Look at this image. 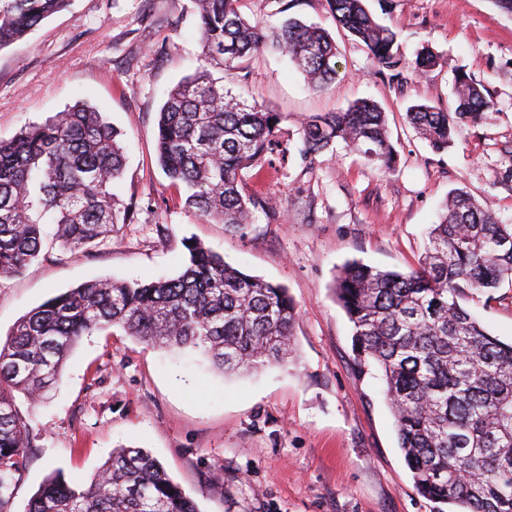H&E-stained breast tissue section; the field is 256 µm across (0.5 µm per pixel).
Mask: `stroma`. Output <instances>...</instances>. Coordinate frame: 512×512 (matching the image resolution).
I'll return each mask as SVG.
<instances>
[{
  "instance_id": "obj_1",
  "label": "stroma",
  "mask_w": 512,
  "mask_h": 512,
  "mask_svg": "<svg viewBox=\"0 0 512 512\" xmlns=\"http://www.w3.org/2000/svg\"><path fill=\"white\" fill-rule=\"evenodd\" d=\"M398 34L405 84L377 73L364 46L337 27L329 0H243L250 21L316 23L334 37L338 77L313 91L288 58L264 50L233 94L283 113L285 155L246 172L271 201L245 236L184 205L155 155L156 118L169 90L201 66L194 0H69L0 50V138L84 103L120 132L125 171L116 184L124 221L87 255L43 251L23 274L0 277V341L45 300L83 282L177 276L185 241L203 243L245 274L283 285L297 304L287 362L224 376L199 352L146 345L113 327L83 337L60 381L34 406L17 395L32 448L13 512L54 471L79 482L119 447L148 451L200 512H436L417 495L398 446L381 380L353 365L352 325L336 301V274L360 260L418 268L449 191L467 190L512 224V14L493 0H366ZM438 57L424 72L422 48ZM495 106L434 152L409 123L414 103L449 107L458 74ZM378 103L397 154L382 173L337 142L304 155L301 125L355 100ZM483 328L512 340V282L466 303Z\"/></svg>"
}]
</instances>
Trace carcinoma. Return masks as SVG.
<instances>
[{"label": "carcinoma", "mask_w": 512, "mask_h": 512, "mask_svg": "<svg viewBox=\"0 0 512 512\" xmlns=\"http://www.w3.org/2000/svg\"><path fill=\"white\" fill-rule=\"evenodd\" d=\"M66 0H0V49L64 7ZM204 61L237 75L271 45L306 74L314 91L335 80L337 46L316 25L287 20L268 34L240 11L241 0H196ZM336 25L364 44L377 71L402 81L397 35L364 0H330ZM494 105L468 75L457 76L453 108L418 103L409 122L435 152ZM282 114L233 96L207 70L179 81L157 117V159L184 203L230 232L244 231L266 202L246 192L243 172L280 146ZM120 133L101 113L75 105L0 140V277L40 257L44 224L63 255L85 254L112 232L123 175ZM306 153L340 139L376 169L397 157L383 109L358 99L308 118ZM177 276L150 282H85L24 315L0 343V512H12L32 439L13 392L42 402L81 337L119 326L142 342L208 355L226 375L284 360L297 306L288 289L249 276L201 244L185 242ZM512 279V224L466 191L448 194L420 267L399 273L352 261L336 278V300L353 325V363L383 373L385 397L413 487L438 512H512V343L490 335L464 306ZM25 512H199L165 468L141 448H120L87 479L57 472Z\"/></svg>", "instance_id": "1"}]
</instances>
